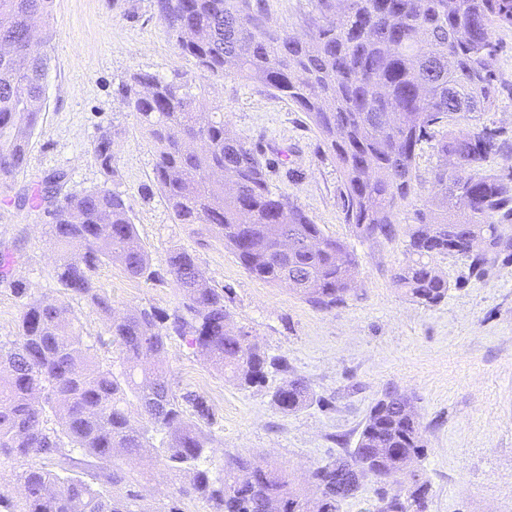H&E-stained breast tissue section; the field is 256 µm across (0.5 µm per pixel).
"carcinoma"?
Here are the masks:
<instances>
[{"mask_svg": "<svg viewBox=\"0 0 512 512\" xmlns=\"http://www.w3.org/2000/svg\"><path fill=\"white\" fill-rule=\"evenodd\" d=\"M53 0H0V41L20 50L0 55V177L19 173L35 111L45 102L47 56L32 49L30 22L41 23L43 43ZM317 0L311 34L273 31L251 0H156L159 20L181 51L195 59L204 80H249L288 98L307 114L335 152L344 178L345 223L359 238H388L400 202L411 191L418 145L430 127L458 116L490 112L497 104L496 26L512 27V0H346L328 15ZM204 31L189 39L186 23ZM155 151V177L174 220L202 224L253 277L292 286L327 310L343 300L358 273L353 250L325 235L297 204L272 190L259 151L207 106L187 81L135 73L121 88ZM437 200L417 211L409 228V262L395 279L412 301L431 306L445 298L448 281L432 265L440 255H462L485 272L493 256L512 249L501 224L512 221V165L487 162L512 153L497 130L472 125L446 133L436 144ZM94 158L117 175L112 131H100ZM57 175L42 196L52 199L49 236L59 252L54 273L65 293L108 318L118 365H100L76 331L65 304L36 298L9 275L10 254H0V285L24 299L15 339H0V459L20 464L23 492L0 491V512H183L195 494L212 512H339L368 481H395L423 455L424 443L410 404L395 393L379 398L356 448L331 457L311 473L308 496L287 473L234 457L219 471L200 468L211 442L213 410L197 393L177 394L160 361L174 337L205 356L241 388L265 383L269 370L287 364L269 358L249 332L231 327L226 289L185 248L171 245L159 266L146 251L123 195L104 187L64 192ZM483 239L475 252L449 245ZM113 262L135 280L170 278L180 301L172 312L135 308L112 315L97 271ZM136 402L142 424L129 406ZM274 405L295 412L314 401L300 378L272 393ZM153 457L183 477L156 511L129 488V472L116 452ZM429 484L419 481L404 499H381L377 512H426Z\"/></svg>", "mask_w": 512, "mask_h": 512, "instance_id": "carcinoma-1", "label": "carcinoma"}]
</instances>
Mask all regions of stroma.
I'll return each instance as SVG.
<instances>
[{
	"instance_id": "1",
	"label": "stroma",
	"mask_w": 512,
	"mask_h": 512,
	"mask_svg": "<svg viewBox=\"0 0 512 512\" xmlns=\"http://www.w3.org/2000/svg\"><path fill=\"white\" fill-rule=\"evenodd\" d=\"M155 0H54L46 99L23 172L0 179V249L13 254L14 278L35 296L66 299L53 276L56 249L47 235L48 205H19L54 174L65 191L100 186L121 192L139 238L153 260L172 244L191 252L217 287L228 288L234 327L249 331L267 355L285 358L287 372H270L264 386L243 389L225 380L184 341H169L164 358L177 392L203 395L214 420L207 451L213 466L227 457L286 470L300 484L329 457L354 448L375 401L385 392L412 402L426 445L414 468L430 482L427 512H512V250L487 272L472 274L461 256H439L448 295L424 307L402 294L394 274L407 259L408 228L416 209L438 192L436 143L447 130L468 131V119L432 128L417 149L418 183L402 203L391 238L354 236L344 221L343 178L334 154L304 112L257 82L208 81L206 99L221 103L224 120L256 145L270 166L271 184L304 209L325 235L346 241L358 275L342 303L320 310L287 287L250 276L233 251L201 225L172 218L154 177L151 141L123 100L131 74L196 79L185 56L160 23ZM273 26L304 34L318 11L314 0H262ZM498 105L481 120L512 144V29L495 28ZM114 133L118 174L106 177L93 156L100 129ZM98 284L115 311L135 307L172 310L173 282L129 278L106 262ZM84 342L101 362L117 359L106 319L94 307L68 299ZM303 378L317 400L285 414L271 401L286 376ZM153 507L167 501L179 481L158 462L125 465ZM411 479L367 482L340 512H374L381 497L405 494Z\"/></svg>"
}]
</instances>
